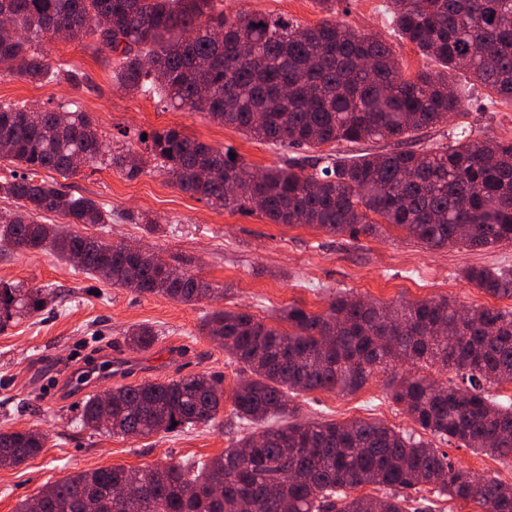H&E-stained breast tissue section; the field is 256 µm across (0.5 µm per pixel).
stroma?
I'll return each mask as SVG.
<instances>
[{"label":"stroma","mask_w":512,"mask_h":512,"mask_svg":"<svg viewBox=\"0 0 512 512\" xmlns=\"http://www.w3.org/2000/svg\"><path fill=\"white\" fill-rule=\"evenodd\" d=\"M220 7L230 18L261 12L302 26L325 17L314 0H222ZM332 17L386 41L406 75L437 68L393 33L386 0H338ZM49 63L74 68L77 81L31 83L0 77V102L43 109L78 102L93 117L100 138L115 150L145 152L139 134L176 126L190 138L232 150L257 169L285 156L303 159L310 154L303 147L284 149L248 138L206 113L175 110L156 97L127 93L113 82L92 40L59 41L50 50ZM457 87L461 114L417 132V145H453L463 127L480 138L512 140V103H502L493 91L463 76ZM65 185L112 211L111 223L81 224L78 232L107 243L140 245L209 283L214 296L185 305L140 295L89 278L51 252L0 246V280L58 294L54 305L0 330V430L33 428L46 436L39 456L18 467H0V512H15L22 500L75 473L105 466L201 463L223 453L243 430L229 403L220 411V425L199 424L145 438L96 434L80 422L81 405L89 395L120 385L205 373L232 390L244 376L241 365L200 331L213 311L241 310L273 325L281 309L299 304L321 313L344 292L387 305L445 296L464 308L512 310V298L488 296L463 277L468 267L512 269V245L433 249L411 243L402 231L353 240L311 227L274 224L259 214L215 208L185 194L154 162L132 181L113 167L85 166ZM129 212L150 214L158 230L150 233L144 225L129 223ZM142 324L154 328L156 340L148 350L129 352L125 333ZM408 372L405 365L378 370L357 392H305L292 403L302 420L380 419L410 432L413 421L389 397L392 384ZM431 444L478 475L512 483V460L500 461L437 437Z\"/></svg>","instance_id":"obj_1"}]
</instances>
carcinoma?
<instances>
[{"instance_id": "carcinoma-1", "label": "carcinoma", "mask_w": 512, "mask_h": 512, "mask_svg": "<svg viewBox=\"0 0 512 512\" xmlns=\"http://www.w3.org/2000/svg\"><path fill=\"white\" fill-rule=\"evenodd\" d=\"M217 0H0V73L31 81H74L52 69L45 46L64 33L91 37L114 57L116 82L130 92H162L177 109L205 112L255 140L320 147L367 139L410 141L409 135L448 121L461 100L458 74L512 100V0H388L395 32L441 66L404 75L384 41L324 19L300 27L262 13L229 19ZM150 153L184 193L214 207L258 213L273 224L312 226L329 235H374L383 225L432 248L512 244V142L463 137L450 147L381 155L296 158L262 172L231 152L191 139L177 127L153 131ZM0 161L25 173L0 176V197L17 210L0 214V243L48 250L95 279L138 294L193 303L209 284L172 266L164 276L150 252L45 224L57 214L72 224H106L112 212L53 182L101 162L133 180L147 159L108 153L87 112L62 105L38 110L0 102ZM463 276L492 297L512 298V270L470 267ZM55 301L45 288L0 281V330L14 318ZM284 331L253 315L219 310L202 332L224 345L249 372L234 390L236 417L258 432L196 471L164 463L137 470L144 486L121 512H434L413 510L408 491L427 488L439 501L473 502L483 512H512V484L455 466L421 436L382 420L301 421L290 398L316 390L352 393L378 369L425 362L461 373L468 387L425 376L401 379L389 396L422 431L497 459L512 458V403L488 387L512 382V311L461 308L448 299L397 306L344 294L316 314L290 305ZM155 332H127L133 351L153 345ZM224 405L222 381L206 374L121 385L90 396L82 426L112 435L146 437L179 426L215 424ZM44 435L0 432V466L38 456ZM131 470L102 467L46 489L42 512H113L111 493ZM371 486L379 498L355 494Z\"/></svg>"}]
</instances>
